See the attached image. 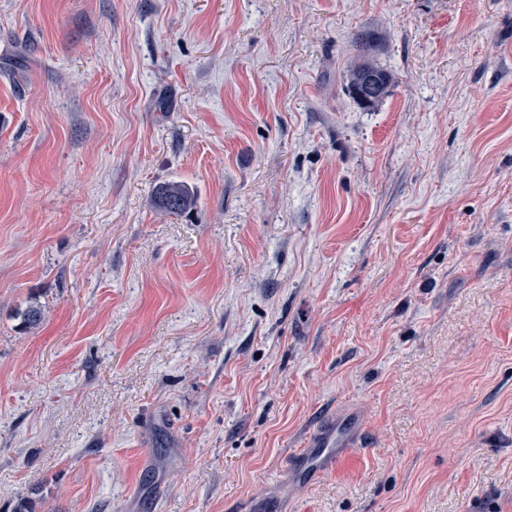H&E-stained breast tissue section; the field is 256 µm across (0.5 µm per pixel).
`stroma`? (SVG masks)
Returning a JSON list of instances; mask_svg holds the SVG:
<instances>
[{"label": "stroma", "instance_id": "1", "mask_svg": "<svg viewBox=\"0 0 512 512\" xmlns=\"http://www.w3.org/2000/svg\"><path fill=\"white\" fill-rule=\"evenodd\" d=\"M364 32L395 77L371 110ZM328 413L359 438L308 482ZM22 499L512 512V0H0ZM367 72L377 73L382 79V89L378 95L370 102H363L355 95V88L358 85L362 76ZM394 84V77L388 71L384 70L373 62L372 59L367 58L361 64H358L350 69L348 91L354 101L364 108H370L383 100L388 94ZM157 206L171 214H183L195 204L194 191L181 182H168L161 185L156 193Z\"/></svg>", "mask_w": 512, "mask_h": 512}]
</instances>
